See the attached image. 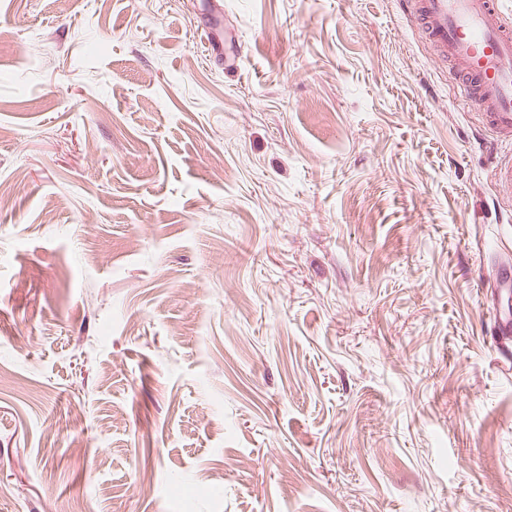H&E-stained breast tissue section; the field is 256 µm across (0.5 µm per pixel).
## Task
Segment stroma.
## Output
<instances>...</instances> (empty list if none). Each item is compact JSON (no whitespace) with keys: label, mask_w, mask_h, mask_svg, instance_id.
<instances>
[{"label":"stroma","mask_w":512,"mask_h":512,"mask_svg":"<svg viewBox=\"0 0 512 512\" xmlns=\"http://www.w3.org/2000/svg\"><path fill=\"white\" fill-rule=\"evenodd\" d=\"M211 2L0 0V512H512V139L399 0Z\"/></svg>","instance_id":"1"}]
</instances>
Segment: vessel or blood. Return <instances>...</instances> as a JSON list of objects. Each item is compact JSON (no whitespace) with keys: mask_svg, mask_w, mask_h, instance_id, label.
<instances>
[{"mask_svg":"<svg viewBox=\"0 0 512 512\" xmlns=\"http://www.w3.org/2000/svg\"><path fill=\"white\" fill-rule=\"evenodd\" d=\"M409 19L494 132L512 135V22L500 0H403Z\"/></svg>","mask_w":512,"mask_h":512,"instance_id":"1","label":"vessel or blood"}]
</instances>
